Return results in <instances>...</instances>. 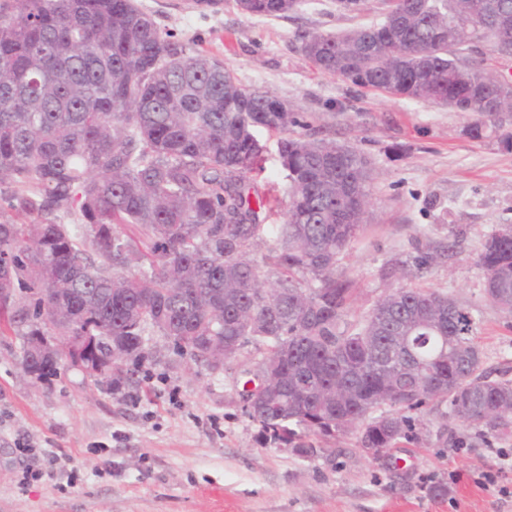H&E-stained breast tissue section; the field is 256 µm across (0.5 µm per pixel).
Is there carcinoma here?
<instances>
[{
	"label": "carcinoma",
	"instance_id": "carcinoma-1",
	"mask_svg": "<svg viewBox=\"0 0 512 512\" xmlns=\"http://www.w3.org/2000/svg\"><path fill=\"white\" fill-rule=\"evenodd\" d=\"M236 2L277 16L303 0ZM384 3L378 24L307 33L301 53L354 87L471 113L475 139L502 127L499 77L459 53L487 41L512 55V0ZM310 127L172 42L137 0H0V184L14 186L0 201L38 219L0 222V289L14 291L0 324L22 338L28 373L47 379L73 357L46 320L63 297L62 326L99 337L82 358L97 384L133 379L152 333L201 363L213 343L233 359L252 346L254 376L278 385L255 401L244 390L245 414L304 457L353 429L374 456L414 441L432 403L480 437L512 435V380L483 367L467 308L402 287L348 320L355 289L336 263L364 231L373 167ZM258 129L288 171L284 211L250 181ZM273 215L282 223H263ZM478 263L486 298L512 313V225Z\"/></svg>",
	"mask_w": 512,
	"mask_h": 512
}]
</instances>
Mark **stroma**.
Wrapping results in <instances>:
<instances>
[{"label":"stroma","mask_w":512,"mask_h":512,"mask_svg":"<svg viewBox=\"0 0 512 512\" xmlns=\"http://www.w3.org/2000/svg\"><path fill=\"white\" fill-rule=\"evenodd\" d=\"M137 3L174 42L211 52L244 87L310 115L311 136L371 159L368 229L336 267L358 290L351 317L394 289L428 286L472 311L486 367L512 379V314L487 300L478 263L486 236L512 224V149L489 129L472 138L473 115L351 88L300 52L305 33L379 19L381 0H363L355 13L305 0L280 16L244 13L235 0ZM256 137L264 151L254 185L287 201L276 139L262 129ZM424 247L438 254L436 266L402 267ZM145 351L130 386L94 383L65 361L39 381L24 371L18 339L0 336V512H512V498L475 481L498 462L512 482V456L493 453H512V437L458 447L465 430L446 406L420 414L419 440L379 457L351 433L305 458L261 442L244 413L238 385L248 357L212 371L159 335ZM20 441L37 450V480L22 479ZM452 472L460 481L449 482ZM440 483L447 495L435 493Z\"/></svg>","instance_id":"1"}]
</instances>
